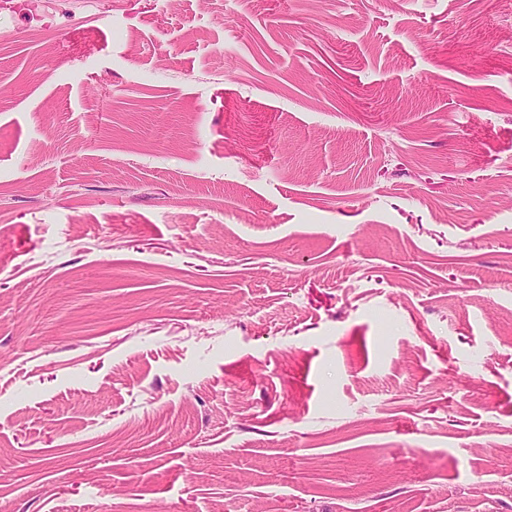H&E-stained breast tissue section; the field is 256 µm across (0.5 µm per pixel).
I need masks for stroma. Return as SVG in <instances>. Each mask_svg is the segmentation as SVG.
<instances>
[{
	"instance_id": "35a3bbf8",
	"label": "stroma",
	"mask_w": 512,
	"mask_h": 512,
	"mask_svg": "<svg viewBox=\"0 0 512 512\" xmlns=\"http://www.w3.org/2000/svg\"><path fill=\"white\" fill-rule=\"evenodd\" d=\"M0 512H512V9L0 0Z\"/></svg>"
}]
</instances>
